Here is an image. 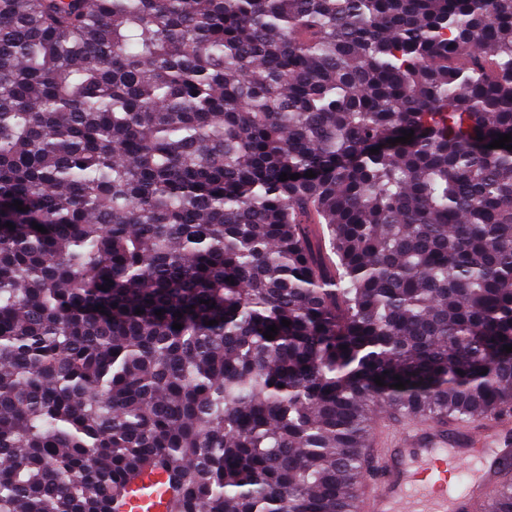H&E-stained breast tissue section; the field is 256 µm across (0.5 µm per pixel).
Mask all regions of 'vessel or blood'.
<instances>
[{
    "label": "vessel or blood",
    "mask_w": 512,
    "mask_h": 512,
    "mask_svg": "<svg viewBox=\"0 0 512 512\" xmlns=\"http://www.w3.org/2000/svg\"><path fill=\"white\" fill-rule=\"evenodd\" d=\"M370 455L374 477L359 493L360 512H478L512 468V418L417 421L379 432Z\"/></svg>",
    "instance_id": "vessel-or-blood-1"
}]
</instances>
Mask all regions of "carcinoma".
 I'll return each mask as SVG.
<instances>
[{
	"mask_svg": "<svg viewBox=\"0 0 512 512\" xmlns=\"http://www.w3.org/2000/svg\"><path fill=\"white\" fill-rule=\"evenodd\" d=\"M500 134L512 0H0V512H358L377 411L512 412Z\"/></svg>",
	"mask_w": 512,
	"mask_h": 512,
	"instance_id": "obj_1",
	"label": "carcinoma"
}]
</instances>
